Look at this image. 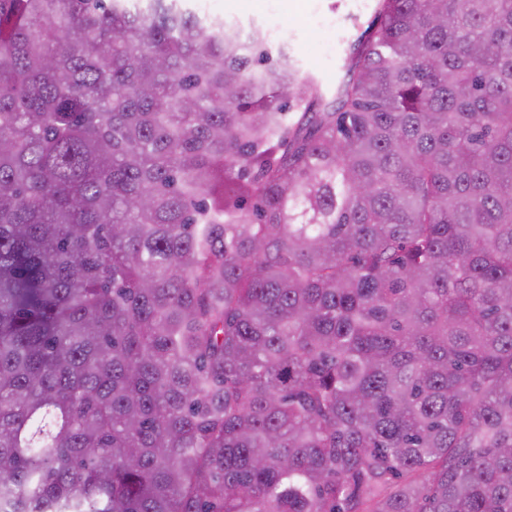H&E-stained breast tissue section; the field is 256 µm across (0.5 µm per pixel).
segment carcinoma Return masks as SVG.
I'll list each match as a JSON object with an SVG mask.
<instances>
[{
	"instance_id": "cac0c4a2",
	"label": "carcinoma",
	"mask_w": 512,
	"mask_h": 512,
	"mask_svg": "<svg viewBox=\"0 0 512 512\" xmlns=\"http://www.w3.org/2000/svg\"><path fill=\"white\" fill-rule=\"evenodd\" d=\"M374 13L0 0V512H512V0ZM197 8L207 15L220 17L225 20L247 23L255 21L263 33L266 24L259 16L263 0H193ZM355 1H364L357 8ZM273 20L279 28L278 40H270L273 55L278 46L286 43L297 54L303 71L313 72L327 93L336 88L342 79V60L349 44L374 20L373 0H271ZM339 20V28L325 32L321 27L331 28L324 19L311 24L316 17ZM273 23L274 26L275 23ZM327 36L331 38L332 48L326 47ZM337 43V49H336Z\"/></svg>"
}]
</instances>
